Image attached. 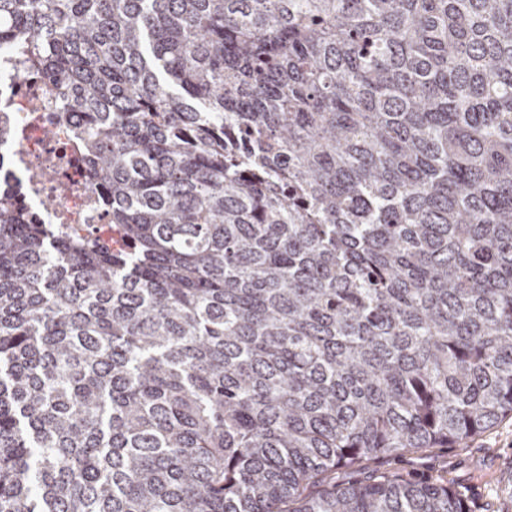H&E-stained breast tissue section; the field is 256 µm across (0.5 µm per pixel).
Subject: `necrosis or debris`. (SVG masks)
Listing matches in <instances>:
<instances>
[{
	"label": "necrosis or debris",
	"mask_w": 512,
	"mask_h": 512,
	"mask_svg": "<svg viewBox=\"0 0 512 512\" xmlns=\"http://www.w3.org/2000/svg\"><path fill=\"white\" fill-rule=\"evenodd\" d=\"M60 87L37 75L22 46L0 49V181L36 209L50 234L92 238L124 247L98 194L86 179L78 151V126L60 121Z\"/></svg>",
	"instance_id": "necrosis-or-debris-1"
}]
</instances>
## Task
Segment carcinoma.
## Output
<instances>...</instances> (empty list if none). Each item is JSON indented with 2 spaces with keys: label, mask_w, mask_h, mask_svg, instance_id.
<instances>
[{
  "label": "carcinoma",
  "mask_w": 512,
  "mask_h": 512,
  "mask_svg": "<svg viewBox=\"0 0 512 512\" xmlns=\"http://www.w3.org/2000/svg\"><path fill=\"white\" fill-rule=\"evenodd\" d=\"M126 239L0 189V512H468L512 418V0H0ZM372 467L378 473L424 478L448 467V478L466 495L471 511L512 512V420L498 423L463 447L386 458Z\"/></svg>",
  "instance_id": "cac0c4a2"
}]
</instances>
